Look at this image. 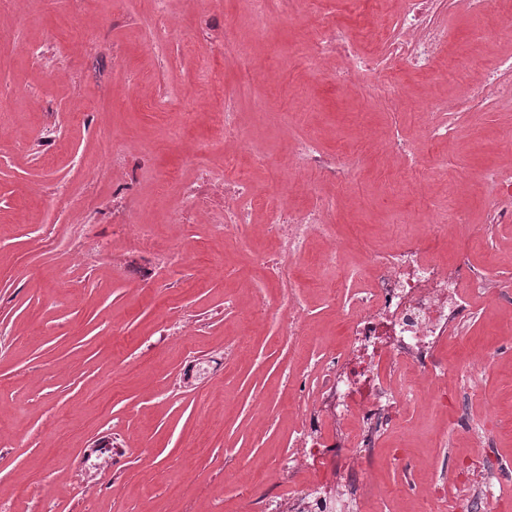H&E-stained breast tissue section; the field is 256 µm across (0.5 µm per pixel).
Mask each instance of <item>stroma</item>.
Returning a JSON list of instances; mask_svg holds the SVG:
<instances>
[{
    "mask_svg": "<svg viewBox=\"0 0 512 512\" xmlns=\"http://www.w3.org/2000/svg\"><path fill=\"white\" fill-rule=\"evenodd\" d=\"M168 10L159 39L151 0H17L0 9V506L266 512L271 498L336 479L313 462L287 480L275 471L298 451L297 385L317 402L319 357L348 348L324 272L311 258L302 265L312 335L290 340L278 319L251 321L257 299L273 308L280 296L254 261L270 242L251 233L223 240L215 230L220 190L211 193L214 212L171 221L179 188L160 185L168 169L189 178L195 165L218 162L212 114L220 98L182 101L185 129L149 104L206 89L218 68L252 149L283 161L294 139L315 136L327 150L346 144L368 158L335 190L332 223L350 262L417 236L397 218L424 198L406 189L395 162L374 155L385 129L409 140L425 180L462 178L460 203L476 230L449 240L448 251L488 268L499 297L479 301L467 334L439 349L447 408L411 407L372 449L367 476L380 494L362 512H512V223H484V186L472 175L512 159V101L462 102L450 151L423 138L412 107L433 92L429 80L403 75L396 102L371 87L336 90L309 66L301 50L314 18L275 25L253 47L265 67L260 85L224 59L225 30L247 42L254 29L236 0H211L202 14L191 0H170ZM63 16L71 29L60 47L49 32ZM115 143L128 154L118 168ZM127 214L135 223H123ZM147 232L182 253L160 261L141 244ZM223 352V376L180 385L187 357ZM478 427L491 429L493 447H479ZM114 433L126 455L95 470L82 465L84 449ZM490 463L508 478L480 501L467 477ZM437 484L446 487L442 505L428 496Z\"/></svg>",
    "mask_w": 512,
    "mask_h": 512,
    "instance_id": "obj_1",
    "label": "stroma"
}]
</instances>
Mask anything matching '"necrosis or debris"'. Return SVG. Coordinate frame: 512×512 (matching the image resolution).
<instances>
[{
	"instance_id": "1",
	"label": "necrosis or debris",
	"mask_w": 512,
	"mask_h": 512,
	"mask_svg": "<svg viewBox=\"0 0 512 512\" xmlns=\"http://www.w3.org/2000/svg\"><path fill=\"white\" fill-rule=\"evenodd\" d=\"M440 6L441 0H399L393 19L370 13L353 26L323 16L310 37L308 63L329 74L340 88L377 78L379 90L392 98L398 96V77L405 72L447 80L454 71L441 69L440 63L455 36L439 20ZM468 96L480 104L511 102L512 60L500 61L481 85L469 89ZM458 107L455 98L424 99L419 108L426 118V133L453 146L459 130L451 116ZM213 122L224 154L220 164L205 169L202 178L204 184L215 180L224 184L221 234L229 240L257 228L274 241V251L258 253L255 261L274 274L282 290L281 333L288 338L308 335L310 322L297 292L299 265L317 237L325 242L316 257L320 266L339 267L344 252L330 224L336 198L322 193L320 186L325 182L342 186L359 159L341 149L328 152L313 138L295 141L285 162L289 173H314L321 183L312 189L315 204L292 207L280 190L255 192L254 175L271 169L274 161L248 148L233 98H225ZM476 176L485 187L487 223H512V164L487 167ZM405 221L426 226L429 240L444 243L450 231L466 228L470 216L461 208L446 214L433 207L407 211ZM344 278L357 286L344 312L350 338L345 367L337 369L333 356L322 360L319 405L301 398L295 401L302 454L323 462L348 451L369 453L420 398L423 385L445 375L436 355L440 340L464 331L474 304L496 299L498 288L485 267L463 257L435 256L418 243L373 252L364 263L344 268ZM349 418L354 426L343 440L326 444L324 432L329 424ZM366 490L363 483L348 484L340 492L324 484L308 495L293 493L273 501L271 512H357Z\"/></svg>"
}]
</instances>
